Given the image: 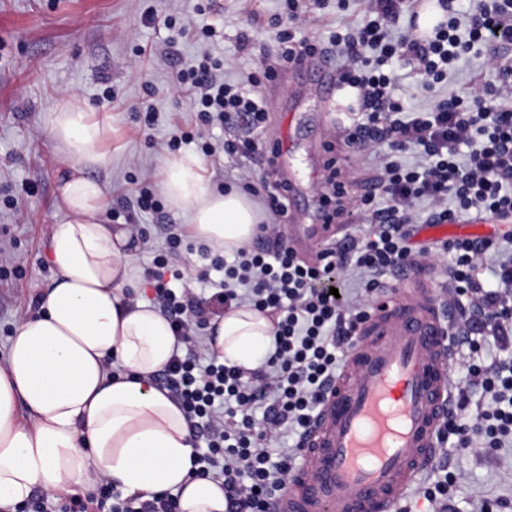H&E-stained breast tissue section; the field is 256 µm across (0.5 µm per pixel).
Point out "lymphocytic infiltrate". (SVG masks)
Segmentation results:
<instances>
[{"label": "lymphocytic infiltrate", "instance_id": "lymphocytic-infiltrate-1", "mask_svg": "<svg viewBox=\"0 0 512 512\" xmlns=\"http://www.w3.org/2000/svg\"><path fill=\"white\" fill-rule=\"evenodd\" d=\"M288 25L278 31L281 49L264 59L243 82L227 83L224 63L210 55L180 69L176 83L190 99L192 130H176L169 151L200 141L206 156L264 154L256 139L266 123L268 103L260 94L277 70L321 53L334 61L338 88L350 97L344 122L331 142L357 148L359 159L377 175L357 208L346 202V184L329 164L317 190L339 221L361 220L362 238L305 261L281 230L288 214L283 188L266 194L270 219L261 224V244L233 252L231 259L207 247L202 258L224 270L211 298L171 287L184 276V227L167 225L148 273L149 300L171 323L185 351L175 353L154 375L204 441L193 474L223 481L225 512H274L289 474L299 466L302 441L338 376L356 328L376 302L387 276L406 274L451 255L448 283L459 309L473 313L469 328L454 333L453 366L465 373L456 384L454 405L440 442L452 447L498 448L512 438V358L475 361L477 330L489 328L499 342L512 337V256L499 254L498 239L458 237L442 247H413L421 223H454L471 213L512 217V0H475L457 12L456 0H437L443 18L425 34L418 31L416 0H368L358 24L314 40L307 27L323 0H284ZM399 36H392L393 28ZM489 47L487 65L497 84L479 80L446 93L435 104L407 108L397 97L394 61L413 66L422 90L443 87L448 69L474 45ZM231 126L233 138L214 145L210 130ZM416 151L418 160L401 157ZM231 309L244 304L273 321L271 346L256 369L220 362L206 344L210 302ZM296 442L279 448L284 434ZM437 474L415 493L430 512H448L457 473L440 460ZM65 512H178L168 492L149 498L115 497L103 480Z\"/></svg>", "mask_w": 512, "mask_h": 512}]
</instances>
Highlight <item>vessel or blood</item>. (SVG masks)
<instances>
[{"label": "vessel or blood", "instance_id": "b4317fda", "mask_svg": "<svg viewBox=\"0 0 512 512\" xmlns=\"http://www.w3.org/2000/svg\"><path fill=\"white\" fill-rule=\"evenodd\" d=\"M318 69L319 96L333 103L336 70ZM452 332L432 280L407 282L376 304L313 420L278 512H395L415 492L452 408Z\"/></svg>", "mask_w": 512, "mask_h": 512}]
</instances>
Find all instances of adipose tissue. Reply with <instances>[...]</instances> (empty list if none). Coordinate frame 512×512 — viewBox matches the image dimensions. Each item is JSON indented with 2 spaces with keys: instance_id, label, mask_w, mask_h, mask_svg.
<instances>
[{
  "instance_id": "ef3b65f1",
  "label": "adipose tissue",
  "mask_w": 512,
  "mask_h": 512,
  "mask_svg": "<svg viewBox=\"0 0 512 512\" xmlns=\"http://www.w3.org/2000/svg\"><path fill=\"white\" fill-rule=\"evenodd\" d=\"M46 129L68 164L57 189L67 217L49 239L59 277L40 313L15 324L0 365V507L37 489L90 490L107 477L127 495L172 491L179 512H224L222 483L189 477L194 431L153 381L178 343L168 319L130 293L137 235L105 218V185L90 175L105 163L112 123L73 99L49 112ZM160 188L188 215L193 239L215 250L251 244L263 220L245 193L211 188L193 154L165 163ZM272 329L243 306L210 322L207 343L219 360L249 370Z\"/></svg>"
}]
</instances>
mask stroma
I'll use <instances>...</instances> for the list:
<instances>
[{
    "mask_svg": "<svg viewBox=\"0 0 512 512\" xmlns=\"http://www.w3.org/2000/svg\"><path fill=\"white\" fill-rule=\"evenodd\" d=\"M283 0H0V243L11 251L19 273L0 282V362L4 361L16 321L31 315L32 300L41 298L56 277L47 261L52 224L65 217L56 203L57 187L67 164L45 130V117L60 102L77 96L88 107L106 112L112 121V144L97 175L107 186V211H118L119 223L133 221L143 232L131 258L137 282L153 266L152 245L164 224H188L169 206L148 216L134 212L132 202L142 176L159 182L169 158L165 142L178 127L191 123L189 98L175 77L203 52L226 61L224 78L237 80L274 52L276 30L270 24ZM159 18L168 14L193 23L218 21L221 41L202 44L193 34L171 39L163 24L144 20L146 8ZM113 96L103 104V92ZM268 131L288 130V173L297 192L288 204L294 220L309 222L313 212L311 178L322 166L319 147L347 106L337 94L332 123L318 112L316 91L300 70L289 68L266 84ZM154 97L158 124L143 130L137 104ZM204 174L216 188L240 187L236 173L250 168L256 188L271 185L261 157L220 154L204 160ZM17 200V209L5 199ZM448 461L458 472L450 512H473L483 499H498L501 512H512V446L489 450L449 449Z\"/></svg>",
    "mask_w": 512,
    "mask_h": 512,
    "instance_id": "obj_1",
    "label": "stroma"
}]
</instances>
